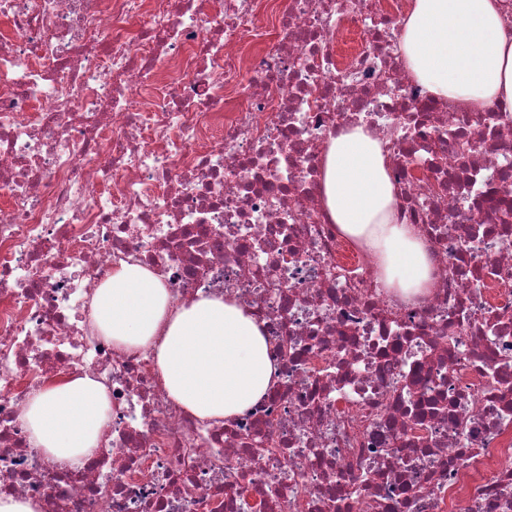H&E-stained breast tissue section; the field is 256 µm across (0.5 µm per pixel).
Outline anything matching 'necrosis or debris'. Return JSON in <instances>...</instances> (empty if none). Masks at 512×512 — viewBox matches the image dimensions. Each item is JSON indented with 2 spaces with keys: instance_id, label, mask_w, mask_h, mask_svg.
Here are the masks:
<instances>
[{
  "instance_id": "obj_1",
  "label": "necrosis or debris",
  "mask_w": 512,
  "mask_h": 512,
  "mask_svg": "<svg viewBox=\"0 0 512 512\" xmlns=\"http://www.w3.org/2000/svg\"><path fill=\"white\" fill-rule=\"evenodd\" d=\"M410 0H0V495L42 512H512V111L428 97ZM262 44L251 77L245 49ZM381 140L433 263L407 297L327 217L331 135ZM174 302L234 288L279 365L230 424L91 321L119 262ZM102 383L92 459L30 394ZM108 396L89 376L47 383L27 401L24 422L30 442L46 459L64 462L90 456L108 421Z\"/></svg>"
}]
</instances>
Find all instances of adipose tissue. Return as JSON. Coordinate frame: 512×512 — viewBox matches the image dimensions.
I'll return each mask as SVG.
<instances>
[{
    "label": "adipose tissue",
    "mask_w": 512,
    "mask_h": 512,
    "mask_svg": "<svg viewBox=\"0 0 512 512\" xmlns=\"http://www.w3.org/2000/svg\"><path fill=\"white\" fill-rule=\"evenodd\" d=\"M400 48L430 94L512 108V33L499 0H413ZM320 193L329 220L380 256L388 285L408 294L433 285L432 267L412 228L394 217L395 190L380 142L363 128L332 136ZM93 323L118 348L155 350L168 396L216 423L241 415L273 387L278 368L255 319L231 294L176 305L142 266L125 262L93 298ZM108 396L88 376L47 383L27 401L30 442L52 462L90 456L108 421Z\"/></svg>",
    "instance_id": "ef3b65f1"
}]
</instances>
